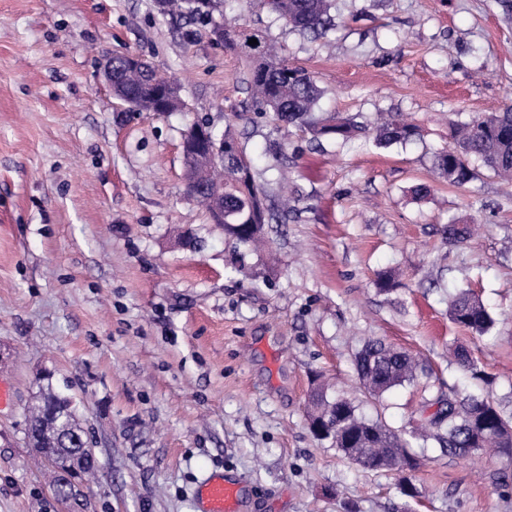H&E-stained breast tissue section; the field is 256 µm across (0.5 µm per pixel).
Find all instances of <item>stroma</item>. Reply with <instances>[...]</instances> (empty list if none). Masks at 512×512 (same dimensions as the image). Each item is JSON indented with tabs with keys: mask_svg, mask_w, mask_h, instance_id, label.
Segmentation results:
<instances>
[{
	"mask_svg": "<svg viewBox=\"0 0 512 512\" xmlns=\"http://www.w3.org/2000/svg\"><path fill=\"white\" fill-rule=\"evenodd\" d=\"M224 10L315 76L322 111L391 112L422 137L321 149L277 130L246 106L244 61L155 0H0V512H197L212 471L247 482L242 512H512V465L418 440L413 466L368 472L306 415L317 382L405 436L452 387L512 411V182L430 173L452 124L512 92V0H336L324 37L252 0ZM130 52L177 81L185 111L114 96L101 64ZM201 118L232 129L270 200L292 192L287 223L265 227L275 262L186 194L182 140ZM452 217L474 236L448 242ZM461 288L489 309L484 336L449 318ZM371 339L415 355L418 378L370 396L354 359ZM459 345L476 372L451 365ZM44 371L99 465L67 503L25 439Z\"/></svg>",
	"mask_w": 512,
	"mask_h": 512,
	"instance_id": "1",
	"label": "stroma"
}]
</instances>
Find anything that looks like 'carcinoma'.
Here are the masks:
<instances>
[{
    "mask_svg": "<svg viewBox=\"0 0 512 512\" xmlns=\"http://www.w3.org/2000/svg\"><path fill=\"white\" fill-rule=\"evenodd\" d=\"M164 14L178 13L208 27L214 15L223 14L224 0H156ZM332 0H264V7L275 13L294 30L324 35L331 27ZM224 32L235 37L236 44L220 43L224 50L246 61V92L257 112L272 114L280 127L295 126L310 131L316 139L348 143L359 137L374 135L379 148L394 143L409 144L420 138L417 126L391 115L369 125L352 118L319 115L322 90L306 69L292 66L283 58L265 51L267 39L259 30H239L224 23ZM257 39L254 45L248 44ZM155 75L143 71L117 74V86L138 97L142 109L151 110L150 91ZM452 146L435 156L434 173L450 185H462L478 176V168L512 179V103L497 113L474 117L453 128ZM224 142L238 149L241 163L249 175L241 172L240 163L224 162V234L247 248L258 245L265 236V224L273 219L266 204L267 189L260 173L252 169L251 159L243 146L227 128ZM446 238L463 242L471 235V227L452 220L445 226ZM453 323L479 335L488 332L493 319L484 303L468 290L458 291L449 303ZM359 380L372 396H380L396 386L416 380L418 362L407 352L399 351L378 340L367 341L355 357ZM39 399L31 407L28 437L38 447H49L56 457L51 467L54 483L60 482L59 470L71 463L74 440L83 427L77 403L57 392L52 374L38 378ZM314 405L309 412L311 423H318L328 440L346 458L364 465L368 472L385 470L393 456L408 462L411 442L377 420L363 417L342 397H332L319 385L313 389ZM426 432L448 456L465 458L480 453L502 459L512 456V414L498 405L456 389L448 393L447 408L429 419Z\"/></svg>",
    "mask_w": 512,
    "mask_h": 512,
    "instance_id": "obj_1",
    "label": "carcinoma"
}]
</instances>
